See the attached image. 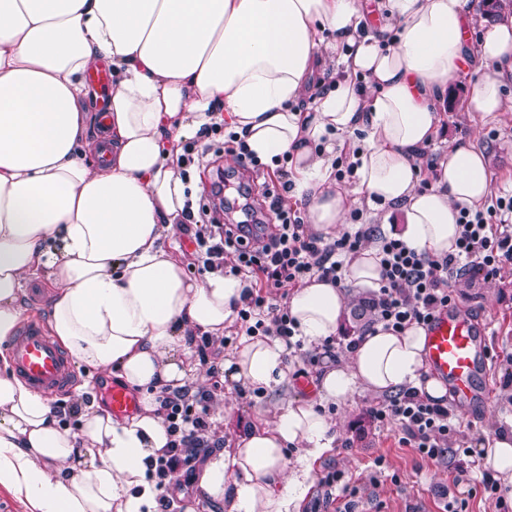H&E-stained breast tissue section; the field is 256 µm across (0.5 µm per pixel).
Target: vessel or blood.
Listing matches in <instances>:
<instances>
[{"label": "vessel or blood", "mask_w": 512, "mask_h": 512, "mask_svg": "<svg viewBox=\"0 0 512 512\" xmlns=\"http://www.w3.org/2000/svg\"><path fill=\"white\" fill-rule=\"evenodd\" d=\"M6 352L15 374L38 392L59 393L72 379L71 363L40 322L27 323L9 340ZM489 356L479 329L464 313L442 311L426 330L428 367L463 409L487 405L491 399L490 386L483 381ZM107 403L116 416L132 415L138 405L135 394L119 385L108 389Z\"/></svg>", "instance_id": "b4317fda"}]
</instances>
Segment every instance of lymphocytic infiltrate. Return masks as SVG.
I'll use <instances>...</instances> for the list:
<instances>
[{"label": "lymphocytic infiltrate", "instance_id": "1", "mask_svg": "<svg viewBox=\"0 0 512 512\" xmlns=\"http://www.w3.org/2000/svg\"><path fill=\"white\" fill-rule=\"evenodd\" d=\"M279 189L270 193L269 208L277 222L262 239L252 241L243 225L223 226L214 219L196 221L192 207H184L187 221L195 222L193 234L197 256L204 268L218 269L224 252L237 256L235 272L255 281L244 308L242 321L249 333L290 339L294 323L287 308L270 303L264 291L283 283H300L316 276L339 284L344 280L343 257L356 254L368 239L379 247L382 282L373 302L376 322L392 329L410 324L428 325L454 298L449 289L452 278L468 273L486 280L512 265V194L491 198L482 209H461L457 251L448 256L416 252L398 238L373 236L371 229H358L332 242L313 233L299 212L288 205L292 181L287 171L278 170ZM170 427L181 437L157 460L156 475L166 481L176 470L188 465L204 447L207 428L205 410L195 409L185 393L168 394L160 401ZM374 421L399 424L403 441L430 460L446 456L449 435L455 433L454 417L447 406L422 398L416 391L403 390L369 411Z\"/></svg>", "mask_w": 512, "mask_h": 512}]
</instances>
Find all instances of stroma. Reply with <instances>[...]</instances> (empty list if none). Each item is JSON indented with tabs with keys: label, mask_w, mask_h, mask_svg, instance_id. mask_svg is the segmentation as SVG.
Returning <instances> with one entry per match:
<instances>
[{
	"label": "stroma",
	"mask_w": 512,
	"mask_h": 512,
	"mask_svg": "<svg viewBox=\"0 0 512 512\" xmlns=\"http://www.w3.org/2000/svg\"><path fill=\"white\" fill-rule=\"evenodd\" d=\"M477 80V74L469 73L452 84L436 140L427 152L434 160L448 142L474 145L489 161L495 194L503 195L512 192V112L498 113L488 122L467 112L464 102ZM194 141L206 147L204 161L193 162L189 168L191 200L199 210L206 207L217 169L237 171L241 163L237 154L225 152L223 131L195 136ZM273 171V165L266 162L254 167V185L249 190L228 183L221 195L223 204L210 211L211 217L223 224L273 223L270 211L255 208ZM450 287L457 310L472 315L484 329L492 354L489 382L493 396L489 406L460 417L459 432L448 440L452 455L431 461L403 443L397 423L382 425L371 419L369 410L377 404L376 396H356L352 404L339 410L345 419L342 442L316 464L317 481L303 502L302 512H352L365 501L385 512H421L425 507L430 512H445L447 506L459 504L466 512H496L494 500L474 478L484 463L479 443L512 428V386L506 384L512 374V266L501 269L495 279L466 277L452 280ZM368 330V322L357 325L348 318L333 337L329 351L299 352L296 372L288 384L289 395L313 394L314 378L323 365L344 357L350 342ZM245 335L242 321L226 326L223 340L210 343L208 358L199 363L196 372L199 391L206 396V435L213 449L233 447L239 434L250 430L260 418L271 417L281 399L280 393L252 392L225 379L220 363ZM336 469L343 471L349 491L321 484V477ZM195 476L192 470L176 472L169 488L174 499L170 512H224L223 506L205 501Z\"/></svg>",
	"instance_id": "obj_1"
}]
</instances>
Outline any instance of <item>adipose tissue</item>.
I'll return each instance as SVG.
<instances>
[{"instance_id": "adipose-tissue-1", "label": "adipose tissue", "mask_w": 512, "mask_h": 512, "mask_svg": "<svg viewBox=\"0 0 512 512\" xmlns=\"http://www.w3.org/2000/svg\"><path fill=\"white\" fill-rule=\"evenodd\" d=\"M0 0V342L22 321L31 277L56 288L46 326L72 360L111 370L140 410L113 418L80 406L78 429L48 398L0 366V486L31 512H156L154 464L177 439L161 395L188 388L196 340L224 336L247 280L212 271L190 278L167 240L182 221L183 139L227 124L255 156L293 165V191L324 238L353 209L395 214L411 248L456 250L461 208L493 191L483 152L448 144L433 187L418 186L419 153L437 134L450 82L480 78L467 111H504L512 76V17L470 54L472 0ZM112 67L104 141L87 137V71ZM337 69L314 93L317 74ZM362 142H355L356 132ZM352 154L355 182L336 181ZM376 245L345 261V282L311 278L290 291L296 337L314 349L335 336L351 302L379 287ZM426 330L375 325L347 358L315 376L312 397L289 398L233 450L201 462L197 485L226 512H300L316 463L341 424L324 411L355 394L415 388L441 400L428 374ZM284 341L249 338L224 361L250 390L285 385Z\"/></svg>"}]
</instances>
